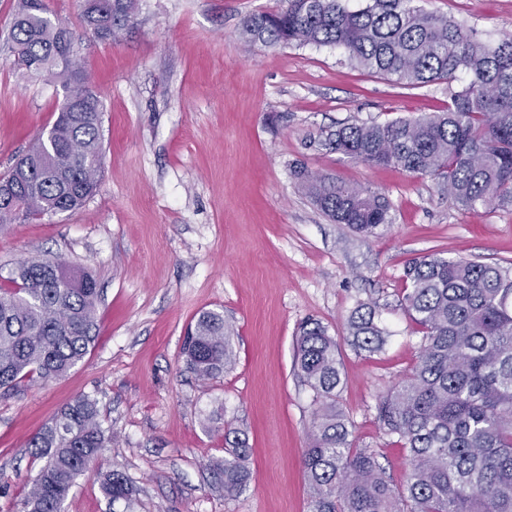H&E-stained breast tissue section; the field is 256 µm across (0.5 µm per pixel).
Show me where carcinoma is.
Returning a JSON list of instances; mask_svg holds the SVG:
<instances>
[{"label":"carcinoma","instance_id":"obj_1","mask_svg":"<svg viewBox=\"0 0 512 512\" xmlns=\"http://www.w3.org/2000/svg\"><path fill=\"white\" fill-rule=\"evenodd\" d=\"M137 0H86L84 23L112 39L135 23ZM249 44L335 46L350 63L400 85L468 84L448 109L383 123L322 128L308 146L368 166L429 175L460 206H512V37L496 45L410 0H281L243 21ZM8 46L29 74L62 83L66 104L49 130L17 159L13 201L0 203V228L79 209L97 190L104 157L103 107L75 57L67 25L46 0H18ZM300 187L335 223L372 235L391 223L382 195L300 166ZM400 301L423 336L410 373L377 405L383 430L405 449V484L393 485L377 454L355 448L339 406L343 364L336 338L308 319L297 332L298 376L313 394L304 470L310 512H512V263L490 265L431 251L410 259ZM0 287V395L33 378L56 379L81 362L95 340L100 291L62 259L31 258ZM379 306L359 303L349 320L353 345L380 351L387 333ZM232 325L205 311L187 334L189 369L215 380L234 363ZM214 464L224 495L250 485L249 449L239 432ZM105 438L96 400L79 396L28 443L44 461L25 499L27 512H62L76 479L93 472ZM105 494L129 502L118 470L102 474Z\"/></svg>","mask_w":512,"mask_h":512}]
</instances>
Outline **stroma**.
I'll use <instances>...</instances> for the list:
<instances>
[{
  "label": "stroma",
  "instance_id": "35a3bbf8",
  "mask_svg": "<svg viewBox=\"0 0 512 512\" xmlns=\"http://www.w3.org/2000/svg\"><path fill=\"white\" fill-rule=\"evenodd\" d=\"M47 3L103 103L104 164L80 209L0 229V271L61 256L96 280L101 304L82 362L0 398V512H23L40 466L29 440L83 395L107 438L99 468L128 476L132 505L111 502L86 474L63 512H309L312 394L295 369L296 328L309 317L338 340L354 447L375 450L402 485L405 451L377 405L414 365L422 336L399 308L404 265L433 249L505 264L512 207L464 210L432 177L314 150L306 137L443 111L466 76L407 89L354 68L340 48L244 46L243 19L280 0H138L135 25L114 41L85 28L84 0ZM15 4L0 0V174L51 127L64 95L4 48ZM412 4L492 45L512 35V0ZM300 165L382 194L389 227L371 237L329 220L296 183ZM360 302L378 303L391 333L374 355L350 342ZM206 310L234 328V366L216 380L196 377L181 355ZM230 428L247 435L252 473L232 498L212 469Z\"/></svg>",
  "mask_w": 512,
  "mask_h": 512
}]
</instances>
